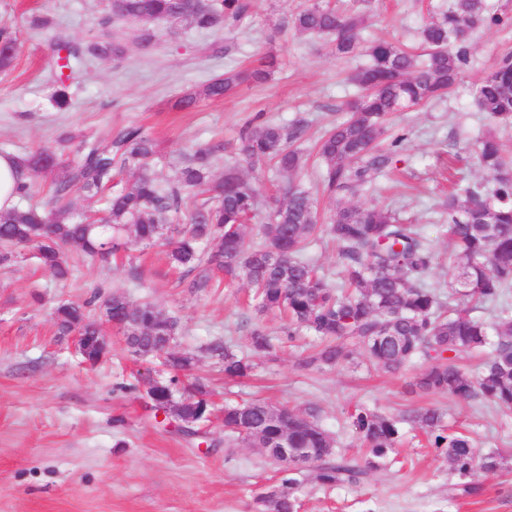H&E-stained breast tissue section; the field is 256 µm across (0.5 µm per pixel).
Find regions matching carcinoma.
Returning <instances> with one entry per match:
<instances>
[{"mask_svg": "<svg viewBox=\"0 0 512 512\" xmlns=\"http://www.w3.org/2000/svg\"><path fill=\"white\" fill-rule=\"evenodd\" d=\"M250 7V0H110V13L101 24L132 20L146 25L179 15L199 30L219 32L241 20ZM367 20L360 11H340L324 0H312L290 17L289 24L302 34L332 37L333 52L348 57L358 51ZM505 23L511 25L512 18L491 11L487 0H454L453 7L423 26L425 58L389 41L366 48L369 63L353 76L360 95L350 103L348 117L318 145L322 184L335 198L329 224L319 223L312 195L290 183L266 217L263 243L251 247L244 227L257 214L259 199L249 179L230 168L213 185L212 197L185 211L189 192L209 182L217 148L189 154L176 179L167 180L151 165L154 140L141 128L128 126L103 143H80L63 176L51 181L53 209L27 204L0 214V264L13 260V248L32 243L40 264L64 279L69 274L67 249L106 258L119 252L130 235L150 244L165 241L172 245V266L195 274L193 287L210 286L204 263L214 264L230 281L248 283L258 313L285 315L288 337L315 336L319 344L301 359L303 369L343 365L356 353L387 372L418 360L426 363L416 381L421 391L512 409V154H505L494 132L483 134L473 145V155L492 178V187L455 181L443 204L451 244L448 300L461 297L495 305L491 322L446 304L440 292L426 287L424 276L435 255L416 225L400 223L387 208L349 202L386 174L407 140L406 133H397L387 147L378 148L389 115L450 92L467 60L470 31ZM452 44L456 49L450 48ZM17 51L15 32L1 23L0 72L12 70ZM55 51L58 86L51 100L64 109L69 105L65 82L83 57H105L119 49L103 38L87 45L61 41ZM266 75L263 69L226 71L200 89L185 91L176 106L186 110L201 99L220 100L243 82ZM475 94L480 111L492 124L512 123V54L481 78ZM304 133L301 120L287 127L258 121L242 131L237 151L253 169L273 162L285 172H298L305 162L294 144ZM21 162L35 176L50 174L58 166L55 152L47 147ZM126 172L132 179H118ZM74 192L83 194L91 206L104 202L102 215L72 209ZM182 212L187 224L177 238L163 236L166 220ZM322 235L336 242L343 289L334 287L309 257ZM106 301L112 302V324L121 331L127 349L140 358L163 359L170 376L159 381L182 397L177 419L188 428L206 420L212 409L208 387L197 381L186 389L178 375L193 366L195 357L177 349L172 340L178 334L177 320L151 302H133L118 291ZM55 319L62 336L76 330L84 336L99 335L98 320L79 304L59 306ZM486 350L489 358L478 374L471 375L460 365L463 357ZM208 351L222 362L225 378L249 374L250 364L224 344L213 343ZM410 422L427 433L432 447L444 449L453 474L464 478L477 468H499L495 453L478 456L468 436L447 433L440 409L423 408L410 416ZM351 425L365 444L358 461L336 455L329 433L303 414L285 418L280 408L262 400L224 405L227 443L249 442L264 449L284 472L312 466L326 487L356 484L382 468L400 435L399 420L362 407L351 414ZM284 444L286 462L280 461ZM296 483L288 477L280 489L259 496L261 512H297Z\"/></svg>", "mask_w": 512, "mask_h": 512, "instance_id": "1", "label": "carcinoma"}]
</instances>
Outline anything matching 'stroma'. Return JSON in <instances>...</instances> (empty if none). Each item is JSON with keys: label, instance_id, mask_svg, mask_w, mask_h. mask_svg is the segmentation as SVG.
Here are the masks:
<instances>
[{"label": "stroma", "instance_id": "stroma-1", "mask_svg": "<svg viewBox=\"0 0 512 512\" xmlns=\"http://www.w3.org/2000/svg\"><path fill=\"white\" fill-rule=\"evenodd\" d=\"M303 2L253 0L235 27L210 33L185 21L105 27L109 0H0V22L11 23L18 36L15 66L0 73V152L24 157L46 146L64 164L79 140L103 141L136 124L157 141L155 164L167 178L175 177L182 154L218 144L215 178L237 167L265 198L279 186L302 184L316 198L321 218L329 219L334 200L322 189L315 144L346 117L358 93L352 77L368 58L363 52L338 57L327 40L286 27ZM452 3L365 0L361 43L421 48L424 24ZM38 15L49 16V29L31 27ZM145 29L153 43L143 50L139 35ZM103 35L122 47V56L86 58L70 82L68 109H57L51 102L55 41L87 44ZM468 51L447 98L393 116L390 130L406 132L404 146L377 190L354 199L383 205L418 225L437 255L425 283L440 292L448 280L440 216L448 168L456 166L470 183L487 179L470 152L488 127L473 87L512 53V26L473 30ZM270 56L276 65L265 80L244 83L221 100H201L190 110L176 108L188 88ZM259 115L282 125L306 121L298 143L307 157L303 171L288 174L270 166L256 172L237 156L240 130ZM69 263L64 280L42 270L30 248L0 265V512H256L257 497L280 487L284 474L261 448L225 444L221 415L201 423L194 437L175 418L155 416L142 378L159 367L132 355L115 327L104 325L111 350L94 365L77 353L74 337L58 334L52 320L58 306L85 303L95 313L115 291L177 318V347L195 356L189 375L207 383L217 403L260 398L300 414L313 412L334 438L336 453L346 456L357 455L361 446L350 424L356 407L399 416L433 405L446 413L449 432L470 437L476 454L497 451L504 458L497 472L471 473L478 495L449 497L445 455L429 447L422 430L405 423L395 453L361 485L327 488L312 467L297 471L298 512H512V413L423 393L415 385L423 369L419 362L390 374L368 368L359 354L339 367L299 368L313 337L288 340L280 318L250 305L247 282L226 284L222 271L212 270L210 287L194 288L192 275L170 267L162 245L132 239L116 257L73 256ZM258 327L271 337L272 350L253 351L251 332ZM218 341L248 356L247 377L225 379L207 351Z\"/></svg>", "mask_w": 512, "mask_h": 512}]
</instances>
